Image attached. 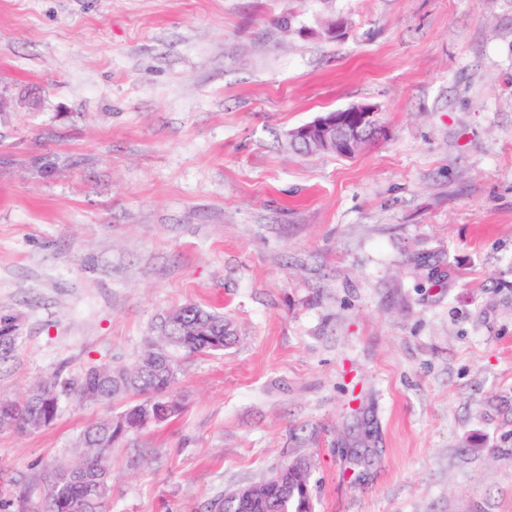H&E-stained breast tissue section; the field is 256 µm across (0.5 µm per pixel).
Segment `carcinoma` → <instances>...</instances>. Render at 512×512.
Returning a JSON list of instances; mask_svg holds the SVG:
<instances>
[{
    "label": "carcinoma",
    "mask_w": 512,
    "mask_h": 512,
    "mask_svg": "<svg viewBox=\"0 0 512 512\" xmlns=\"http://www.w3.org/2000/svg\"><path fill=\"white\" fill-rule=\"evenodd\" d=\"M173 325H157L143 352L130 364L94 366L76 376L56 377L51 384L35 382L20 402H0V430L34 432L49 426L64 399L111 403L129 396L137 400L116 417H107L85 430L82 459L58 467L48 480L45 512H109L112 469L109 451L129 430L160 424L175 417L180 404L170 398L177 380V354L197 355L224 349L229 323L220 312L194 303L167 311ZM306 464L297 462L276 491L257 507L259 512H312ZM238 492L221 495L207 512H233Z\"/></svg>",
    "instance_id": "cac0c4a2"
}]
</instances>
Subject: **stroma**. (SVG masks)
Segmentation results:
<instances>
[{"mask_svg":"<svg viewBox=\"0 0 512 512\" xmlns=\"http://www.w3.org/2000/svg\"><path fill=\"white\" fill-rule=\"evenodd\" d=\"M363 103L354 156L290 146ZM189 302L233 336L114 443L110 512L298 460L315 512H512V0H0V399L132 363ZM122 409L0 431L9 512Z\"/></svg>","mask_w":512,"mask_h":512,"instance_id":"obj_1","label":"stroma"}]
</instances>
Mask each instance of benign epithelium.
<instances>
[{
    "label": "benign epithelium",
    "instance_id": "benign-epithelium-1",
    "mask_svg": "<svg viewBox=\"0 0 512 512\" xmlns=\"http://www.w3.org/2000/svg\"><path fill=\"white\" fill-rule=\"evenodd\" d=\"M379 112L380 109L371 104L324 112L292 130L291 139L296 145L313 144L321 150L349 157L367 141L385 134Z\"/></svg>",
    "mask_w": 512,
    "mask_h": 512
}]
</instances>
